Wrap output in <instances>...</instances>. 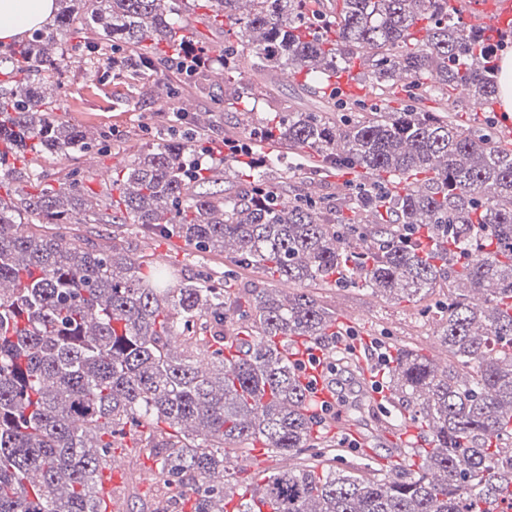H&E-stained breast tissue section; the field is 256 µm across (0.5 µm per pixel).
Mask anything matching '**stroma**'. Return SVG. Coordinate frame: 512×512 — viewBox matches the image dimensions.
<instances>
[{"label":"stroma","mask_w":512,"mask_h":512,"mask_svg":"<svg viewBox=\"0 0 512 512\" xmlns=\"http://www.w3.org/2000/svg\"><path fill=\"white\" fill-rule=\"evenodd\" d=\"M67 54L72 64L63 73V88L54 99L56 114L83 130L103 134L104 139L98 149L57 158L44 164L43 169L48 183L54 185L64 181L70 172H78L87 187L88 197L97 199L102 210L107 209L112 200V178L116 172L127 164L134 151L163 134L159 110L187 112L195 117L208 115L214 124L209 135L212 152L204 161L212 165L222 163L227 157L225 141L241 139L243 110H251L261 117L281 111L292 102L305 109L318 107L316 98L298 79L277 82L270 94L255 96L246 106L231 105L223 100V86L215 84L208 75L201 78L199 93L170 103L162 92L145 94L137 82H118L113 80L110 69L91 67L86 49L76 43H68ZM77 230L103 248L114 247L134 257L148 255L186 275L203 270L220 276L225 270H233L236 280L231 288L241 297L246 296L248 290L273 285L263 272L237 264L226 254L200 253L175 236L147 237L131 225L81 224ZM308 290L333 312L336 320L351 322L352 335L374 340L387 354H394L396 348L406 345L434 358L442 354L437 338L441 315L435 306L446 298L447 288H438L417 301L382 297L354 286L312 284ZM328 363L338 369L335 392L360 432H367L389 413L395 414L400 422L408 419V412L395 410L387 397L375 400L367 395L360 373L351 366L346 353L332 352ZM351 441L348 434L335 436L338 467L369 464L384 469L399 455L397 444L385 439H374L365 447L352 446ZM122 454L126 468L113 488L114 496L121 500L126 512H160L162 505L157 491L152 480L146 477L151 461L131 448L123 449Z\"/></svg>","instance_id":"1"}]
</instances>
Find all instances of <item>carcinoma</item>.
Segmentation results:
<instances>
[{"label": "carcinoma", "instance_id": "carcinoma-1", "mask_svg": "<svg viewBox=\"0 0 512 512\" xmlns=\"http://www.w3.org/2000/svg\"><path fill=\"white\" fill-rule=\"evenodd\" d=\"M53 24L0 46V512H107L97 474L109 449L133 447L155 463L168 501L225 512L229 454L261 443L299 456L313 446L306 394L273 344L304 336L329 345L336 318L311 294L252 290L241 302L208 274H171L42 224H89L75 177L54 188L44 174L18 177L15 161L82 153L87 132L52 116L53 94L77 38L103 52L117 76L184 87L176 60L213 62L256 95L285 70L305 74L323 102L250 118L243 133L314 159L321 179L351 168L359 210L376 205L378 181L424 176L422 188L387 194L367 224L336 217L328 197L288 195L258 174L238 190L201 173L205 127L180 116L177 135L136 151L112 178L108 224L175 234L205 252L274 280L349 284L393 299L448 282L438 336L448 363L400 348L388 375L391 400L425 426L430 444L397 474L340 469L316 453L268 476L233 512H512V144L484 122L454 119L458 91L482 109L497 101L499 43L457 20L449 0H57ZM224 32L218 58L177 35L190 8ZM363 58L362 103L336 104L330 76ZM248 59L257 80L245 79ZM408 103H382L399 92ZM445 98L435 111L421 107ZM178 338L182 350L171 340Z\"/></svg>", "mask_w": 512, "mask_h": 512}]
</instances>
